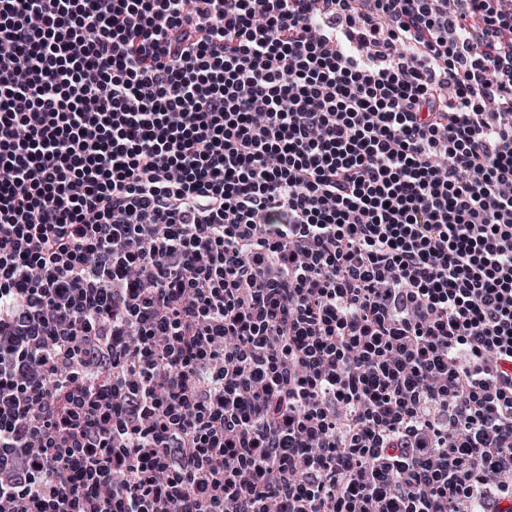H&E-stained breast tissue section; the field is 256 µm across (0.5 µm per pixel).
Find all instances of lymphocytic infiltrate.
Masks as SVG:
<instances>
[{
  "instance_id": "1",
  "label": "lymphocytic infiltrate",
  "mask_w": 512,
  "mask_h": 512,
  "mask_svg": "<svg viewBox=\"0 0 512 512\" xmlns=\"http://www.w3.org/2000/svg\"><path fill=\"white\" fill-rule=\"evenodd\" d=\"M0 512H512V0H0Z\"/></svg>"
}]
</instances>
